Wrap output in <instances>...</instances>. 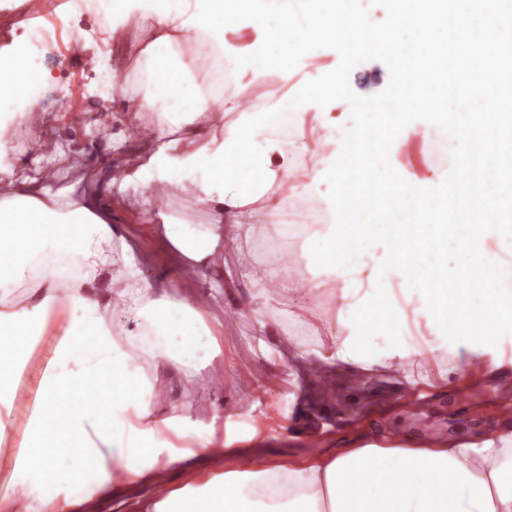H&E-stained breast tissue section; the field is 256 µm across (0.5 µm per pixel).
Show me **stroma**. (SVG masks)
Masks as SVG:
<instances>
[{"mask_svg": "<svg viewBox=\"0 0 512 512\" xmlns=\"http://www.w3.org/2000/svg\"><path fill=\"white\" fill-rule=\"evenodd\" d=\"M63 7L66 24L52 45L42 47L37 63L59 81L53 94L57 107L20 119L21 127L39 129L45 150L56 157L58 185L75 182L68 154L93 141L108 143L122 131L113 113L121 102L95 94L101 75L92 65L112 47L108 34L90 7V0H52ZM80 28L85 38L73 37ZM141 191L127 187L112 195V217L133 249L141 277L189 301L212 331L219 354L195 379L180 372L161 373L164 385L158 411L169 404L185 405L191 421L209 422L215 407L242 424L260 428L246 442L244 452L269 463L300 462L314 454H331L343 439L360 433L376 441L385 435L409 438L424 445L452 444L504 426L512 427V365L492 376L461 380L443 386L431 365H423L428 382L404 386L403 370L355 382L353 375L321 362L316 356L298 358L291 342L275 324L260 326L246 309L277 306V297H264L258 283L274 267L267 253L257 252V239L273 229L264 216L253 219V229L238 242V254L226 257L224 271L212 278H193L181 268V255L159 234L158 217L145 215ZM288 307L313 322L320 331L331 329L336 305L330 292L317 295L287 289ZM69 315L50 317L36 352L27 364L24 383L36 390L47 363L53 358Z\"/></svg>", "mask_w": 512, "mask_h": 512, "instance_id": "stroma-1", "label": "stroma"}]
</instances>
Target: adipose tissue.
<instances>
[{"mask_svg": "<svg viewBox=\"0 0 512 512\" xmlns=\"http://www.w3.org/2000/svg\"><path fill=\"white\" fill-rule=\"evenodd\" d=\"M112 43L125 47L129 27L139 30L134 78L120 82L116 69L102 77L107 99L129 113L155 112L148 146L120 179L90 177L84 189L53 188L44 176L16 180L15 166L28 149L9 138L26 113L40 107L56 84L35 67L34 44L16 45L0 56V440L11 424L27 353L40 343L55 309L68 310L70 325L44 370L31 405V434L13 453L0 494V512H16L19 500L33 512H89L116 484L153 485L158 472L180 468L187 458L175 438L234 465L162 498L149 497L141 512H512V431L500 430L455 445L412 447L390 440L355 442L336 454L301 463L237 462L242 436L227 428L189 424L180 408L156 414L142 389L113 391L104 406L83 399L89 380L69 372L86 351L101 355V373L140 368L173 369L196 376L203 357L216 353L211 332L186 300L171 297L133 264L132 248L112 226L102 202L113 186L142 190L147 214H159L162 231L192 273L202 276L217 257L263 212L283 228L278 256L290 257L301 287L330 290L336 325L323 361L368 377L398 364L416 386L415 367L434 364L442 380L471 367L495 374L512 358V265L500 262L487 241L501 237L498 225L483 224L478 238L494 280L451 282L461 307L448 311L437 301L431 269L412 260L420 224L347 223L341 162L356 154L361 132L377 105L355 99V112L338 125L327 109L346 87L339 68L298 69L325 42L310 37L291 54L280 51L285 16L272 17L258 0H94ZM250 28L249 46L228 39L225 26ZM191 44L195 60L181 47ZM207 64L197 76L195 62ZM293 80L287 94L245 102L243 75L264 82L271 68ZM443 122L439 112H405L389 143L400 152L409 134L429 139ZM334 189L325 199L322 185ZM187 193L206 213L184 222L159 212L154 187ZM403 294H395L392 281ZM122 311L130 323L113 340L109 322Z\"/></svg>", "mask_w": 512, "mask_h": 512, "instance_id": "ef3b65f1", "label": "adipose tissue"}]
</instances>
